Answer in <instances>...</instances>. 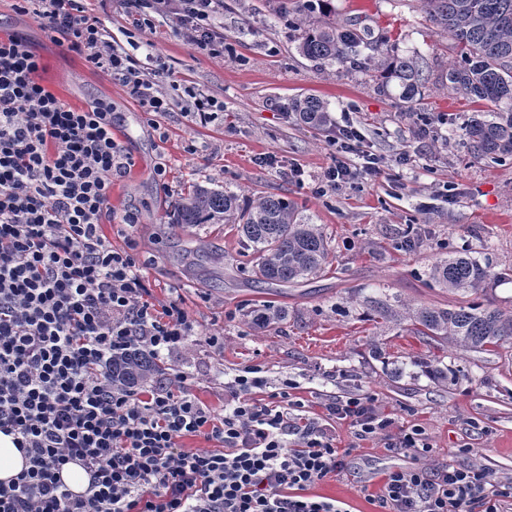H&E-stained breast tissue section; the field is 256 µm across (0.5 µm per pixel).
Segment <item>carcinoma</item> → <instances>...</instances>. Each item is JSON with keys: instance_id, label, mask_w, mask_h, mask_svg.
<instances>
[{"instance_id": "obj_1", "label": "carcinoma", "mask_w": 512, "mask_h": 512, "mask_svg": "<svg viewBox=\"0 0 512 512\" xmlns=\"http://www.w3.org/2000/svg\"><path fill=\"white\" fill-rule=\"evenodd\" d=\"M329 0H299L296 13L302 28L297 49L321 65L379 72L381 88L394 85L396 98L413 103L426 81L421 55L398 53L390 38L374 34L368 25L337 27L314 19L328 12ZM422 11L437 33L454 41L461 61L448 66V90L482 106L464 127L475 158L512 157V0H420ZM291 112L310 128L330 124L328 105L315 96L295 98ZM168 223L178 228L194 224H237L256 253L253 273L267 283H295L328 263V241L315 224L305 222L294 204L283 197L242 198L223 186L196 182L175 200ZM430 276L448 291L477 292L496 278L469 257L452 256L430 268ZM374 321L396 318L398 312L382 297L364 299ZM413 332L427 344L450 339L464 349L494 352L512 340V315L483 304L458 308L416 309L410 315ZM436 381L448 380L444 357L414 361ZM163 368L136 352L112 357V385L141 389L157 380Z\"/></svg>"}]
</instances>
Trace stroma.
<instances>
[{"label":"stroma","mask_w":512,"mask_h":512,"mask_svg":"<svg viewBox=\"0 0 512 512\" xmlns=\"http://www.w3.org/2000/svg\"><path fill=\"white\" fill-rule=\"evenodd\" d=\"M332 0L331 22L365 19L375 33L396 41L402 54L426 57L431 74L413 105L379 89L375 71L327 69L300 55L295 33L273 12L272 0H224L214 18L231 46L214 58L174 31L172 18L136 30L123 0H87L115 44L132 49L138 68L169 98V110L150 118L128 87L95 69L84 55L50 41L15 0H0V35L27 36L40 57L39 81L75 108L100 101L112 111L114 137L133 161L112 176V223L104 231L115 247L134 243L142 274L157 301L182 290L197 326L177 366L189 372L190 391L215 415L224 413L223 378L262 365L265 399L292 383L305 418L326 420L340 448H351L344 473L317 484L314 494L370 512L361 487L378 492L385 472L409 467L380 440L357 441L347 420L327 419L335 398L371 396L403 426L424 428L433 447L428 469L473 462L492 477L512 478V344L500 353L448 348L455 379L436 382L412 364L429 346L410 321L369 320L362 301L384 293L410 309L481 303L512 313V158L476 160L463 128L476 106L449 92L444 78L459 50L437 34L417 0ZM175 73L196 92L224 104L218 119L192 124L185 94L172 90ZM313 95L327 103L333 129L360 133L361 149L378 177L323 186L335 147L331 131L300 123L291 99ZM211 180L240 196L272 193L293 202L321 227L332 248L323 272L294 285L258 282L254 254L232 224L172 230L165 217L183 188ZM133 216L129 236L116 224ZM207 242L220 261L194 255ZM464 253L496 278L484 291L451 292L428 276L439 260ZM284 312L265 329L253 319L264 306ZM223 337L224 348L205 345Z\"/></svg>","instance_id":"35a3bbf8"}]
</instances>
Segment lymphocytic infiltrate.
Wrapping results in <instances>:
<instances>
[{"mask_svg": "<svg viewBox=\"0 0 512 512\" xmlns=\"http://www.w3.org/2000/svg\"><path fill=\"white\" fill-rule=\"evenodd\" d=\"M224 0H127L131 24L153 29L169 16L175 31L215 57L224 35L212 24ZM50 40L129 87L147 111L169 101L121 46L106 40L84 0H18ZM39 58L19 33L0 37V433L12 436L27 467L0 482V512H351L347 502L308 490L346 468L350 449L335 447L324 425L298 422L288 391L262 401L257 376L224 384V414L187 388L186 372L145 390L112 384V356L139 351L173 359L196 335L180 295L155 303L131 249H113L114 172L131 163L112 133V112L93 102L75 109L41 85ZM324 174L335 187L355 174L381 172L370 160L352 168L360 136L340 129ZM328 418L358 426L385 449L412 459L389 471L373 512H512V480L472 465L430 471L432 446L421 426H397L373 398L326 404ZM299 436L300 447L286 445ZM186 436L203 448H184ZM89 477L76 493L64 465Z\"/></svg>", "mask_w": 512, "mask_h": 512, "instance_id": "lymphocytic-infiltrate-1", "label": "lymphocytic infiltrate"}]
</instances>
